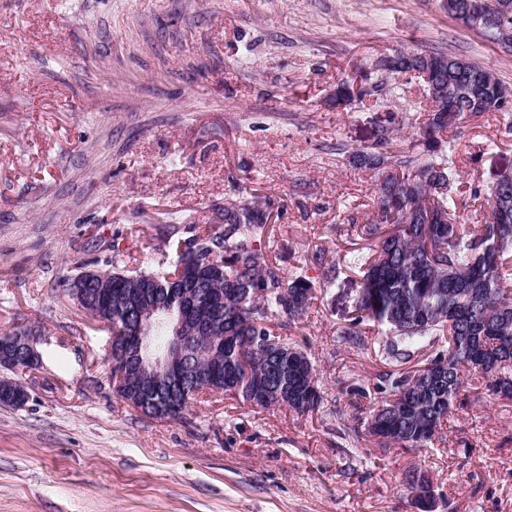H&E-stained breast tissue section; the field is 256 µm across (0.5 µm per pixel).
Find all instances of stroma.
Wrapping results in <instances>:
<instances>
[{"label": "stroma", "mask_w": 512, "mask_h": 512, "mask_svg": "<svg viewBox=\"0 0 512 512\" xmlns=\"http://www.w3.org/2000/svg\"><path fill=\"white\" fill-rule=\"evenodd\" d=\"M399 51L471 60L512 87V55L448 0H0V329L42 328L25 403L0 405V512H418L413 466L436 512H512V400H464L431 448L372 449L349 429L381 374L424 362L388 363L370 325L363 347L340 339L381 178L351 153L397 118L391 153L456 170L470 227L488 214L472 187L512 173L495 114L427 152L422 81L376 66ZM345 80L370 94L338 108ZM251 201L270 214L267 262L317 285L275 333L307 350L324 403L300 415L203 394L181 420L147 418L110 386V328L63 281L173 265L187 225ZM317 252L342 263L334 285ZM407 484L408 488L415 494L417 499L420 501L422 506H420L419 503L416 504L418 506V509L421 512H431L429 511L427 506V501H433L435 498L434 489L432 486V483L428 476L421 471V469L415 468L412 471L409 472L407 476ZM419 489L423 492V494H416V490Z\"/></svg>", "instance_id": "1"}]
</instances>
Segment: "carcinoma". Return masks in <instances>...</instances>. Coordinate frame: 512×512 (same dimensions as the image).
<instances>
[{"label": "carcinoma", "instance_id": "obj_1", "mask_svg": "<svg viewBox=\"0 0 512 512\" xmlns=\"http://www.w3.org/2000/svg\"><path fill=\"white\" fill-rule=\"evenodd\" d=\"M476 0H448V14L482 32L499 46L512 48V0L500 5L495 21L482 25ZM397 74L428 75V118L419 127L427 141L452 128L464 116L500 113L512 122V88L490 69L437 53L400 52L391 56ZM460 68H455V65ZM454 82L453 98L439 94ZM381 130L374 150L352 154L368 169L387 168L379 184L372 221L362 225L374 242L373 254L348 259L360 274L356 303L343 340L363 343L364 326L385 332L387 357L406 364L431 349L424 365L406 373H384L374 389L387 398L356 419L353 428L385 449L426 448L434 443L454 405L472 389L468 375L485 380L486 394L512 398V175L485 195L489 221L477 230L451 217L448 186L452 173L445 163L425 161L391 168ZM269 215L258 202L224 206L217 223L177 244V260L153 272L101 270L80 280L82 306L112 318L113 343L122 345L131 330L136 305L167 304L183 288L202 298L224 299L215 330L198 343L202 361L192 368L208 371L205 385L215 393L240 395L256 407L283 406L308 414L323 404L321 388L308 353L296 344L271 352L265 347L270 322L302 316L315 286L301 268L286 276L266 263L264 242ZM22 385L10 381L0 404L25 401ZM188 410L182 395L151 405L148 416L179 420ZM411 492L421 490L420 512L435 498L428 476L415 468L407 476Z\"/></svg>", "mask_w": 512, "mask_h": 512}]
</instances>
